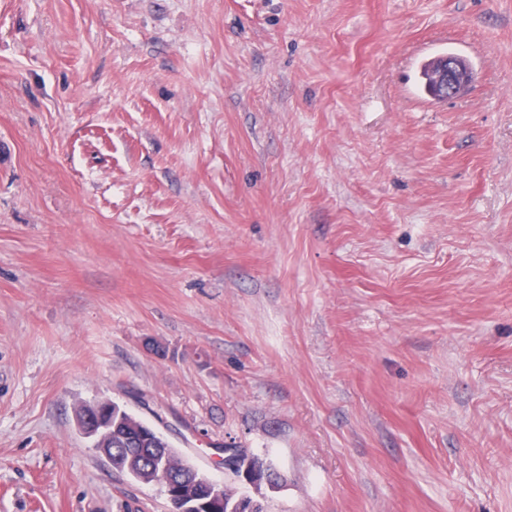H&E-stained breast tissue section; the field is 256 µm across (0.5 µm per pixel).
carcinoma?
Returning a JSON list of instances; mask_svg holds the SVG:
<instances>
[{
  "label": "carcinoma",
  "instance_id": "1",
  "mask_svg": "<svg viewBox=\"0 0 512 512\" xmlns=\"http://www.w3.org/2000/svg\"><path fill=\"white\" fill-rule=\"evenodd\" d=\"M433 57L421 67V89L429 96H437ZM112 467L135 478L141 471L158 462L176 476L187 475L189 462L154 428L119 408L112 413Z\"/></svg>",
  "mask_w": 512,
  "mask_h": 512
}]
</instances>
